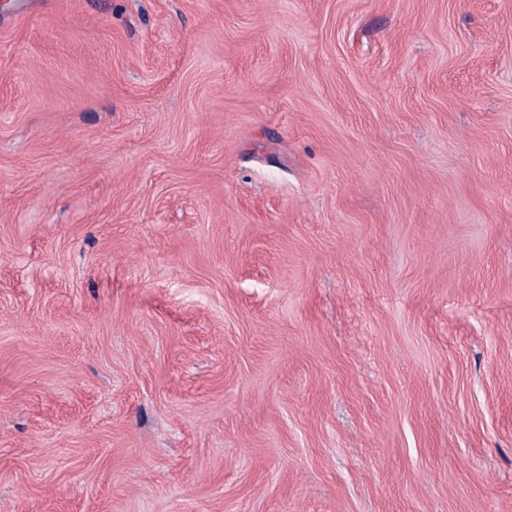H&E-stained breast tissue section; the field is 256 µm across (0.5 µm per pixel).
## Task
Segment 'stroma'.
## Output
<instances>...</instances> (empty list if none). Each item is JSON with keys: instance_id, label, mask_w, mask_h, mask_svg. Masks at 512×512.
I'll return each instance as SVG.
<instances>
[{"instance_id": "stroma-1", "label": "stroma", "mask_w": 512, "mask_h": 512, "mask_svg": "<svg viewBox=\"0 0 512 512\" xmlns=\"http://www.w3.org/2000/svg\"><path fill=\"white\" fill-rule=\"evenodd\" d=\"M0 512H512V0H0Z\"/></svg>"}]
</instances>
